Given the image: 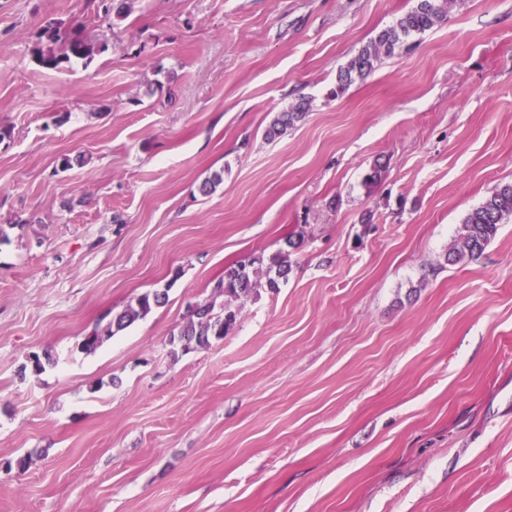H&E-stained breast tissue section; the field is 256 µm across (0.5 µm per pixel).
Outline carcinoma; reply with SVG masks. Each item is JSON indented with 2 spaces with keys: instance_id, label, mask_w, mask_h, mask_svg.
Listing matches in <instances>:
<instances>
[{
  "instance_id": "carcinoma-1",
  "label": "carcinoma",
  "mask_w": 512,
  "mask_h": 512,
  "mask_svg": "<svg viewBox=\"0 0 512 512\" xmlns=\"http://www.w3.org/2000/svg\"><path fill=\"white\" fill-rule=\"evenodd\" d=\"M127 0L123 7L113 10L110 0H97V18L101 21L111 19V13L125 18L132 11V3ZM453 0H419L413 10L399 17L396 22L383 30L377 39L364 46L357 55L340 67L335 94L343 93L357 78L364 77L373 67L374 62L383 56H391L401 48L409 38L422 34L444 22ZM39 39L48 43L46 48L36 51L34 59L48 70L58 69L72 62L81 61L89 64L94 57L105 51V45L95 44L84 38L76 27H63L55 22L44 25L39 32ZM309 109L308 101L301 99L278 113L266 136L273 138L285 133L302 121ZM512 219V183L497 187L478 207L474 208L463 220L458 230L456 242L450 247L447 261L453 264L465 263L481 255L495 237L498 226ZM291 266L288 253L281 251L270 258L267 271L256 268L249 270L240 264L224 271V278L215 284V291L224 295V306L215 311V303H198L189 312L187 321L179 333L196 344L204 346L210 338L222 339L234 327L239 309L233 306L263 287H278L277 279H285ZM167 297V290L146 291L139 295L135 303L115 314L103 328H95L82 340L80 348L85 352L95 350L104 340L126 329L139 319L145 318L155 308L162 306Z\"/></svg>"
}]
</instances>
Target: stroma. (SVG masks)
<instances>
[{"label":"stroma","mask_w":512,"mask_h":512,"mask_svg":"<svg viewBox=\"0 0 512 512\" xmlns=\"http://www.w3.org/2000/svg\"><path fill=\"white\" fill-rule=\"evenodd\" d=\"M417 3L0 0V460L27 461L0 512H512V220L446 260L512 182V0H453L334 92ZM52 20L106 51L42 69ZM290 240L277 290L179 352L188 305ZM452 2L453 0H419L416 8L399 17L377 39L364 46L357 55L340 67L335 94L343 93L356 78H362L369 73L374 62L382 56L393 55L412 36L422 34L444 22ZM308 109V101L300 99L283 112H279L267 129L266 137L274 138L275 136L285 133L289 128H293L298 122H301L305 118ZM512 219V183L498 186L463 220L456 242L447 254L449 263H465L481 255L498 226ZM167 297L166 290H152L139 295L135 304H130L123 311L116 313L103 328L96 327L82 340L80 348L85 352L95 350L104 339L126 329L139 319L145 318L155 308L162 306Z\"/></svg>","instance_id":"stroma-1"}]
</instances>
